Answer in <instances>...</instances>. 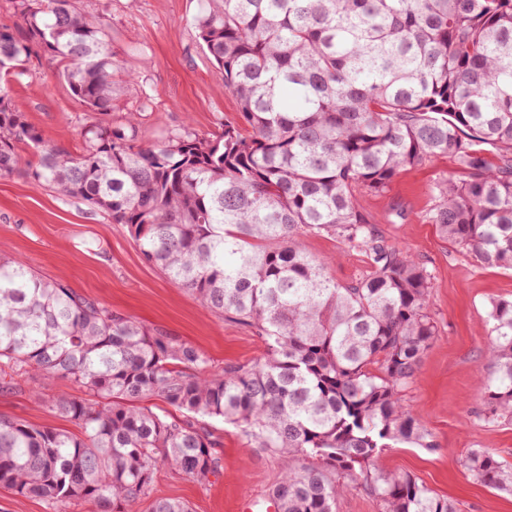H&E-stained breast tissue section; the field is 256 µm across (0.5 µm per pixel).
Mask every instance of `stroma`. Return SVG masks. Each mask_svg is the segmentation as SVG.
I'll use <instances>...</instances> for the list:
<instances>
[{
    "mask_svg": "<svg viewBox=\"0 0 512 512\" xmlns=\"http://www.w3.org/2000/svg\"><path fill=\"white\" fill-rule=\"evenodd\" d=\"M107 18L109 42L119 63L113 73V121L138 113L142 145L183 127L209 135L236 121L238 106L224 78L202 48L194 19L204 0H77ZM11 96L46 144L71 155L83 151L81 135L91 114L69 92L57 61L33 62L11 81ZM22 162L0 177V256L15 259L47 280L131 317L148 328L189 342L214 367L248 363L264 354L255 330L204 308L157 266L147 262L125 225L76 199L34 182L40 151L23 148ZM437 158L402 172L381 194L358 202L379 233L417 257L431 272L428 307L439 335L404 396L405 406L428 429L433 449L402 445L384 449L377 469L408 475L455 504L457 512H512V495L477 482L464 468L471 449L485 448L512 463V422H483L481 387L491 370L484 356L491 300L512 298V270L483 266L475 255L443 238L428 213L435 187L453 172ZM304 248L327 263L329 277L347 285L369 271L362 253L333 237L307 236ZM11 390H0V416L69 432L77 427L46 406L49 396L78 395L68 379L52 381L23 370ZM221 443V469L197 483L169 468L155 475L151 497L189 503L192 512H240L244 500L265 502L283 471L280 457L258 447L239 426L208 419Z\"/></svg>",
    "mask_w": 512,
    "mask_h": 512,
    "instance_id": "1",
    "label": "stroma"
}]
</instances>
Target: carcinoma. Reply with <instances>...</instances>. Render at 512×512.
I'll return each mask as SVG.
<instances>
[{"mask_svg":"<svg viewBox=\"0 0 512 512\" xmlns=\"http://www.w3.org/2000/svg\"><path fill=\"white\" fill-rule=\"evenodd\" d=\"M198 37L240 124L212 137L175 131L144 146L137 113L83 127V153L43 144L10 96L35 59L59 61L89 112H112L106 19L77 0H11L0 30V176L23 145L32 178L127 227L143 257L207 309L256 330L263 358L213 371L194 345L0 257V367L68 377L93 400L51 396L71 433L0 418V484L46 501L132 512L158 466L198 482L219 443L196 418L237 424L279 454L277 512H336L351 489L382 512H456L410 476L370 468L385 448H432L401 393L438 336L431 273L388 243L357 196L385 192L408 167L448 157L430 222L488 268L512 269V0H207ZM364 254L349 285L302 238ZM483 389L512 420V298L490 301ZM158 400L161 405H146ZM312 465H294L297 460ZM464 467L512 491V467L484 448ZM150 512H192L170 498Z\"/></svg>","mask_w":512,"mask_h":512,"instance_id":"carcinoma-1","label":"carcinoma"}]
</instances>
